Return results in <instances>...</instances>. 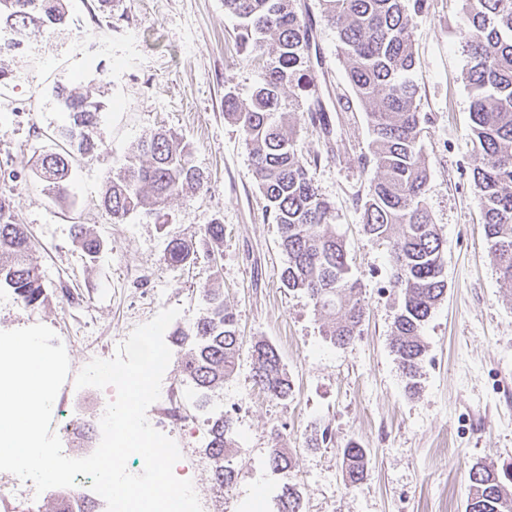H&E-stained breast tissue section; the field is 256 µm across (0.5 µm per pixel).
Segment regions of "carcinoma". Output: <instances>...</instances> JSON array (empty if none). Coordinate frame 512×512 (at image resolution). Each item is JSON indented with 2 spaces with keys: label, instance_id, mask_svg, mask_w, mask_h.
<instances>
[{
  "label": "carcinoma",
  "instance_id": "obj_1",
  "mask_svg": "<svg viewBox=\"0 0 512 512\" xmlns=\"http://www.w3.org/2000/svg\"><path fill=\"white\" fill-rule=\"evenodd\" d=\"M319 5L336 30L350 88L368 120L371 143L361 164L364 169L373 167L376 176L357 205L364 232L386 245L392 258L389 284L403 301L393 320L391 347L405 389L414 392L426 355L422 329L447 293L448 283L443 237L425 202L430 177L421 143L425 117L417 86L408 78L415 64L411 17L405 0H319ZM224 8L239 20L237 39L246 58L268 59L249 102H239L230 91L224 94V116L240 128L268 220L278 227L280 246L288 257L281 280L287 288L308 294L317 310L329 314L322 333L332 344L348 345L361 334V290L350 277L334 208L315 185L321 157L303 154L287 131L300 103L299 97L286 95V89L317 88L310 14L300 0H224ZM66 22L63 0H0V26L51 37ZM460 28L470 63L465 80L472 91L473 180L498 280L512 288V0H464ZM57 97L70 112L71 122L56 131L59 150L38 157L36 173L50 193L63 197L74 162L99 149L90 128L103 103L65 87L58 89ZM307 120L325 135L332 133L321 101L307 109ZM204 185L190 145L158 132L141 141L112 173L100 207L114 224L135 212L159 219L169 200ZM72 229L85 255L95 257L101 250L100 238L83 224ZM203 240L211 245L209 257L218 266L224 225H205ZM34 248L25 226L16 222L13 202L0 195V286L11 288L27 307L46 298L44 280L32 260ZM164 259L171 266L184 265L195 259V246L172 239ZM204 301V312L192 329L178 330L173 338L182 372L201 400L224 388L242 345L224 292L209 288ZM250 358L255 385L270 398L288 399L292 386L276 348L259 340L252 344ZM209 434L206 454L214 479L228 487L235 481L229 460L235 447L232 421L222 414L211 419ZM341 454L345 485L360 486L368 475L366 449L350 442ZM269 463L276 470H288L292 458L285 449L272 448ZM468 478L466 512H512V493L505 488V483H512L511 465L500 473L476 462ZM278 512H302L296 486L283 487Z\"/></svg>",
  "mask_w": 512,
  "mask_h": 512
}]
</instances>
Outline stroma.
<instances>
[{
  "mask_svg": "<svg viewBox=\"0 0 512 512\" xmlns=\"http://www.w3.org/2000/svg\"><path fill=\"white\" fill-rule=\"evenodd\" d=\"M69 22L48 38L39 57H0V192L9 195L17 223L39 246L33 254L47 285L38 307L24 306L0 288V331L43 324L68 354L70 375L91 360H108L133 329L162 309L180 308L171 330L190 328L204 311L206 289L220 288L236 315L244 347L263 339L276 347L292 383L282 401L266 397L251 378L248 356L223 389L198 404L178 359L163 385L178 389L186 441L202 512H276L285 484L296 485L304 512H465L468 473L475 462L512 464V291L502 288L480 220L469 139L472 95L463 76L462 0H427L412 17L423 125L429 159L426 206L443 235V300L425 323L424 374L407 393L390 347L401 295L391 290V258L362 228L355 195L375 175L362 170L370 131L336 50V32L318 0H306L321 63L318 94L333 132L323 136L294 115L296 143L321 154L320 193L335 208L354 279L361 285V336L338 347L322 334L325 321L309 296L286 288V256L278 229L265 214L252 161L237 125L224 117V94L249 102L261 64L244 60L235 44L237 20L224 0H64ZM105 36L102 54L76 48ZM76 86L102 101L93 137L101 149L77 162L64 198H52L35 174L36 157L54 149L55 129L68 122L56 86ZM160 131L182 137L208 187L173 198L165 222L134 213L115 224L97 207L113 169L142 140ZM224 226V258L213 270L202 243L206 224ZM86 225L102 248L88 258L72 227ZM197 245L190 264L164 259L168 241ZM232 418L237 478L219 492L207 462L209 417ZM369 450V476L355 490L342 476L349 442ZM288 449L293 466L268 461L272 447Z\"/></svg>",
  "mask_w": 512,
  "mask_h": 512,
  "instance_id": "obj_1",
  "label": "stroma"
}]
</instances>
